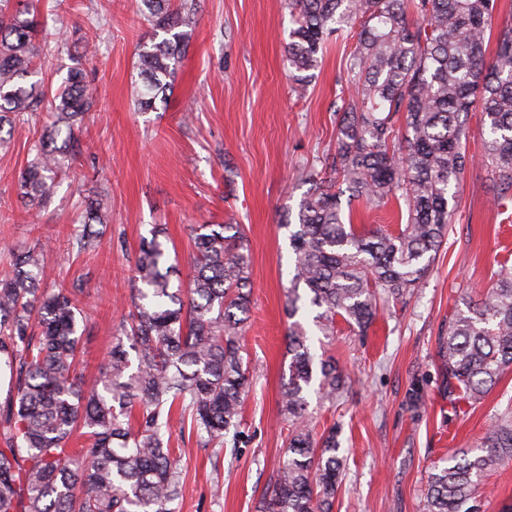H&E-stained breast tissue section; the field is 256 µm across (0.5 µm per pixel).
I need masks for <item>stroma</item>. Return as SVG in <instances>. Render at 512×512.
<instances>
[{"label":"stroma","mask_w":512,"mask_h":512,"mask_svg":"<svg viewBox=\"0 0 512 512\" xmlns=\"http://www.w3.org/2000/svg\"><path fill=\"white\" fill-rule=\"evenodd\" d=\"M50 33L64 32L68 54L45 55L34 78L57 87L69 53L95 45L98 96L78 134L79 151L56 194L29 213L19 176L47 120L26 115L0 145V276L12 253L40 252L57 283L81 289L86 314L83 375L93 383L127 316L131 269L153 225L166 227L177 256L173 285L192 274L197 225L228 218L246 228L252 303L244 335L252 388L242 408L237 454L174 435L183 451L178 512H260L288 443L282 382L288 373V239L281 225L306 191L304 172L336 143V110L352 41L328 39L305 94L284 63L292 27L285 0H197L196 24L169 90L139 110L138 54L156 30L139 0H41ZM478 116L469 120L474 162L456 193L446 243L406 301L389 304L366 335L343 322L328 348L350 379L333 401L311 399L316 432L335 426L345 475L333 512H425L423 489L455 449L478 443L512 408V370L480 402L450 399L438 350L463 296L478 297L498 271H512V197L480 156ZM105 196L110 219L95 250L77 253L71 230L89 198ZM423 405L412 409L411 388ZM482 512L512 506V465L488 472Z\"/></svg>","instance_id":"obj_1"}]
</instances>
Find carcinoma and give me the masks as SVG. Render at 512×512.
<instances>
[{
	"label": "carcinoma",
	"mask_w": 512,
	"mask_h": 512,
	"mask_svg": "<svg viewBox=\"0 0 512 512\" xmlns=\"http://www.w3.org/2000/svg\"><path fill=\"white\" fill-rule=\"evenodd\" d=\"M163 36L139 53L143 90L154 107L167 90L195 24L194 5L141 0ZM496 0H288V69L317 67L325 37L359 26L346 64L351 87L336 112V147L325 168L346 189L310 169L294 221L280 225L292 251L286 314L288 381L283 412L291 422L287 454L266 492L267 512H332L342 483L336 427L316 435L309 399H334L347 376L327 355L336 319L366 334L380 304L413 294L448 234L455 195L473 156L466 140L472 113L487 133L481 159L512 189V27L499 31L492 60L486 34ZM48 33L36 0H0V131L48 101L50 121L20 175L27 206L56 193L96 89L82 64L67 67L52 97L20 80L34 69ZM63 141H58L61 133ZM347 205L406 208L391 231L359 229ZM102 197L82 212L72 234L93 250L108 223ZM194 275L172 287L174 263L164 228L143 240L133 269L137 288L115 329L102 377L87 385L77 370L82 308L78 293L45 288L50 272L28 249L0 278V512H175L182 473L171 448L179 415L202 446L236 452L243 356L250 306L251 257L241 224H203L195 236ZM448 394L479 400L512 369V273L500 272L477 300L467 297L441 337ZM83 448L70 447L74 436ZM512 463V420L492 424L481 441L454 452L425 488L426 512H480L475 492L490 471Z\"/></svg>",
	"instance_id": "cac0c4a2"
}]
</instances>
